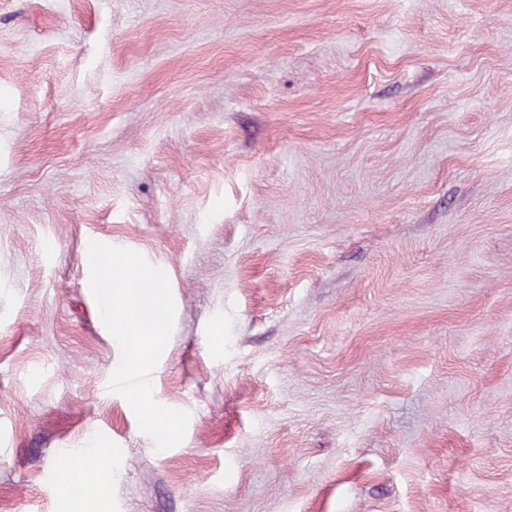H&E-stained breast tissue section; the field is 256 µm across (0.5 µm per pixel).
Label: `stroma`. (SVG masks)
I'll return each mask as SVG.
<instances>
[{
	"instance_id": "1",
	"label": "stroma",
	"mask_w": 512,
	"mask_h": 512,
	"mask_svg": "<svg viewBox=\"0 0 512 512\" xmlns=\"http://www.w3.org/2000/svg\"><path fill=\"white\" fill-rule=\"evenodd\" d=\"M169 277L156 451L90 241ZM512 512V0H0V512Z\"/></svg>"
}]
</instances>
